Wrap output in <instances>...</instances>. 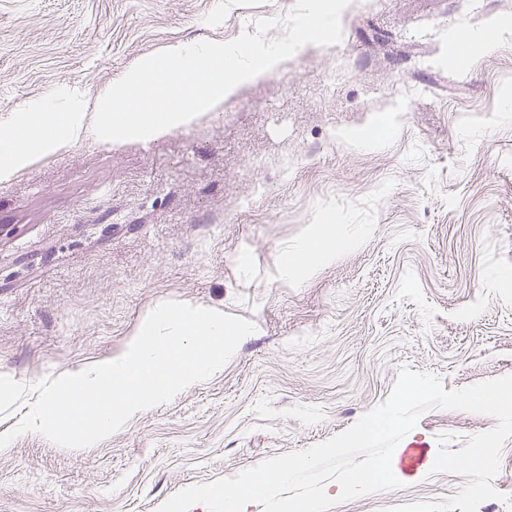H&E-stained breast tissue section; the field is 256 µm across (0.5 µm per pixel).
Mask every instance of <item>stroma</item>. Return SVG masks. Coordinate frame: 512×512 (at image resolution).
<instances>
[{"label":"stroma","mask_w":512,"mask_h":512,"mask_svg":"<svg viewBox=\"0 0 512 512\" xmlns=\"http://www.w3.org/2000/svg\"><path fill=\"white\" fill-rule=\"evenodd\" d=\"M295 0H0V119L97 88L176 43L227 42ZM512 0H351L343 40L307 45L191 124L76 142L0 181V375L31 387L124 350L173 300L254 330L222 373L83 452L26 432L0 447V512H158L184 489L327 442L392 394L401 368L445 390L512 375V36L463 61L460 31ZM382 138L355 145L349 132ZM336 260L278 267L316 225ZM494 419L433 408L392 457L393 488L329 512L456 495L436 437Z\"/></svg>","instance_id":"35a3bbf8"}]
</instances>
